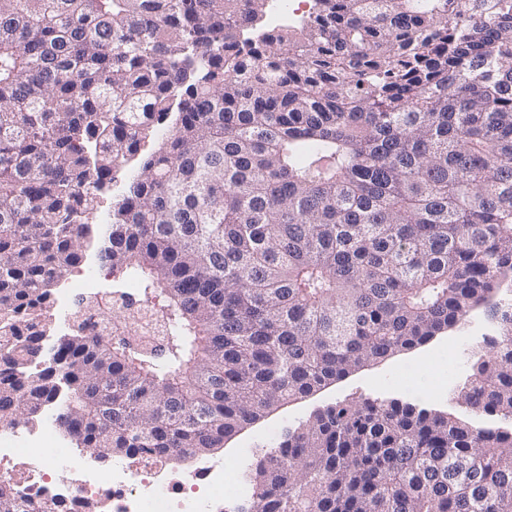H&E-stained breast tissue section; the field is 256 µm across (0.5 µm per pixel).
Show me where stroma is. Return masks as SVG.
I'll return each mask as SVG.
<instances>
[{
  "mask_svg": "<svg viewBox=\"0 0 512 512\" xmlns=\"http://www.w3.org/2000/svg\"><path fill=\"white\" fill-rule=\"evenodd\" d=\"M507 331L501 320L491 316L488 308L479 307L474 310L468 321L447 333L434 337L427 344L402 354L377 361L341 381L335 382L319 393L290 402L279 410L248 425L240 433L226 442L223 449L217 451V458H225L237 449L250 446L258 449L260 455L274 451L280 438L286 431H291L304 424L315 411L327 406L358 401L364 398L381 400L400 399L429 409H435L453 414L454 416L472 422L479 427H498L500 419L472 412L465 405L457 403L453 397L435 398L428 393L414 389H405L394 381L395 375L406 365L421 361L425 356L437 352L456 339L462 340L461 358L466 365L455 381L456 387H463L472 374L467 362L470 352L484 348L488 341L502 339Z\"/></svg>",
  "mask_w": 512,
  "mask_h": 512,
  "instance_id": "stroma-1",
  "label": "stroma"
}]
</instances>
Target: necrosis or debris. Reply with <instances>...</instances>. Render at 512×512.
Listing matches in <instances>:
<instances>
[{
    "label": "necrosis or debris",
    "instance_id": "1",
    "mask_svg": "<svg viewBox=\"0 0 512 512\" xmlns=\"http://www.w3.org/2000/svg\"><path fill=\"white\" fill-rule=\"evenodd\" d=\"M81 297L92 301L80 314L92 335L131 334L149 344L160 334L154 311L120 308L99 272H87L74 286L58 291L54 303L67 312ZM456 367L451 346L407 366L401 382H425L429 395L438 396L447 391ZM244 466V459L235 456L200 458L189 469L174 458L143 457L105 470L65 447L55 425L27 434L0 425V481L19 488L33 504L54 503L56 512H228V504L256 496L245 481ZM58 467L65 469V481L56 479Z\"/></svg>",
    "mask_w": 512,
    "mask_h": 512
}]
</instances>
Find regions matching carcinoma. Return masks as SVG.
I'll return each instance as SVG.
<instances>
[{
	"instance_id": "cac0c4a2",
	"label": "carcinoma",
	"mask_w": 512,
	"mask_h": 512,
	"mask_svg": "<svg viewBox=\"0 0 512 512\" xmlns=\"http://www.w3.org/2000/svg\"><path fill=\"white\" fill-rule=\"evenodd\" d=\"M273 3L0 0V424L211 453L512 273V0H311L246 36ZM89 251L162 299L160 345L54 333ZM474 367L463 403L512 420V337ZM276 453L256 512H512V432L409 403L329 407ZM0 512L54 507L4 485Z\"/></svg>"
}]
</instances>
